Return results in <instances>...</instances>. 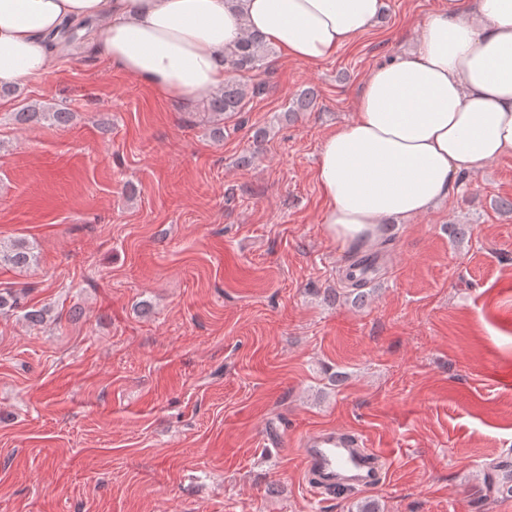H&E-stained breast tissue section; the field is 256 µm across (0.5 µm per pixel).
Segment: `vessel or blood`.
Returning <instances> with one entry per match:
<instances>
[{
    "instance_id": "1",
    "label": "vessel or blood",
    "mask_w": 512,
    "mask_h": 512,
    "mask_svg": "<svg viewBox=\"0 0 512 512\" xmlns=\"http://www.w3.org/2000/svg\"><path fill=\"white\" fill-rule=\"evenodd\" d=\"M298 454L309 476L313 494L365 490L381 481L380 450L369 447L364 437L350 429L322 428L303 435ZM499 474L489 477L492 493L512 497V458L501 461Z\"/></svg>"
}]
</instances>
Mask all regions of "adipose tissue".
<instances>
[{"label":"adipose tissue","instance_id":"ef3b65f1","mask_svg":"<svg viewBox=\"0 0 512 512\" xmlns=\"http://www.w3.org/2000/svg\"><path fill=\"white\" fill-rule=\"evenodd\" d=\"M383 0H0V87L46 73L50 39L98 24L112 64L162 96L210 97L254 31L303 63L371 29ZM512 154V0H445L413 46L375 67L316 169L333 240L371 250L382 225L430 212L464 175Z\"/></svg>","mask_w":512,"mask_h":512}]
</instances>
